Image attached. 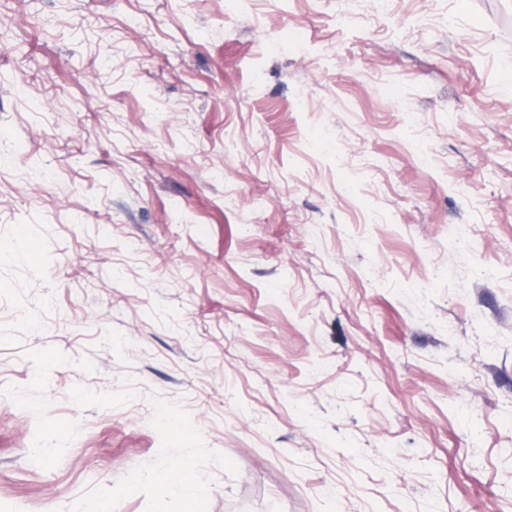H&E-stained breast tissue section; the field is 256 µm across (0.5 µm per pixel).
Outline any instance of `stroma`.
<instances>
[{
	"mask_svg": "<svg viewBox=\"0 0 512 512\" xmlns=\"http://www.w3.org/2000/svg\"><path fill=\"white\" fill-rule=\"evenodd\" d=\"M504 13L0 0V512H512Z\"/></svg>",
	"mask_w": 512,
	"mask_h": 512,
	"instance_id": "35a3bbf8",
	"label": "stroma"
}]
</instances>
